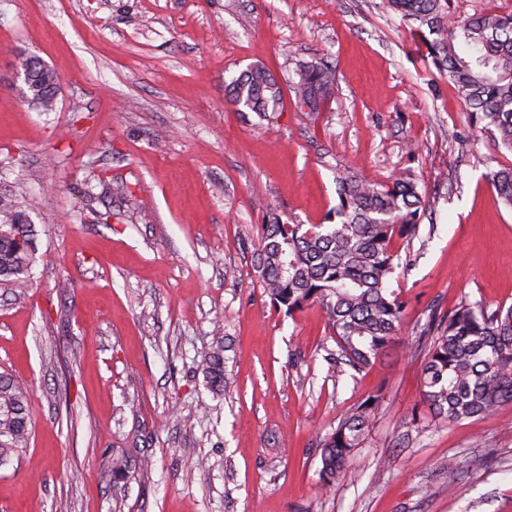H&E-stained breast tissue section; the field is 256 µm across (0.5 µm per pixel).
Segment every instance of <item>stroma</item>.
I'll list each match as a JSON object with an SVG mask.
<instances>
[{"label":"stroma","mask_w":512,"mask_h":512,"mask_svg":"<svg viewBox=\"0 0 512 512\" xmlns=\"http://www.w3.org/2000/svg\"><path fill=\"white\" fill-rule=\"evenodd\" d=\"M30 56L54 111L24 97ZM315 58L337 81L312 113L291 85ZM255 64L282 91L268 120L227 99ZM465 111L387 0H0V193L39 201L31 284H0V372L33 391L0 512H512V404L412 421L422 356L331 378L319 307L274 305L255 270L261 226L323 223L350 167L428 202L396 244L404 341L433 309L512 306V209L485 179L512 152ZM218 320L223 395L196 361ZM375 393L351 479L321 490L320 437ZM123 451L152 470L101 482ZM31 60L34 61L31 68L34 79L26 85L24 94L27 100L42 112H51L53 111L56 99L55 95L59 83L58 76L55 71L35 57L25 58L21 63L22 69Z\"/></svg>","instance_id":"obj_1"}]
</instances>
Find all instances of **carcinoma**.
I'll return each instance as SVG.
<instances>
[{"instance_id": "carcinoma-1", "label": "carcinoma", "mask_w": 512, "mask_h": 512, "mask_svg": "<svg viewBox=\"0 0 512 512\" xmlns=\"http://www.w3.org/2000/svg\"><path fill=\"white\" fill-rule=\"evenodd\" d=\"M410 26L435 68L446 74L467 106L469 122L486 131L498 147L512 152V13L461 16L452 0H389ZM27 100L43 112L54 108L58 76L42 61H31ZM293 82L295 100L319 111L336 84V69L322 59L302 62ZM230 101L267 120L282 103L281 88L263 65H253L227 85ZM503 204L512 208V167L485 175ZM339 206L334 224L261 227L256 271L265 293L288 312L318 306L339 359L356 371L371 368L397 349L425 351L421 403L434 426L485 416L512 403V306L488 310L463 301L448 313L429 316L420 339L400 338L405 302L389 283L399 267L398 239L418 234L426 202L409 178L387 185L336 172ZM34 204L0 196V281L19 292L28 288L35 259L30 213ZM215 344L199 367L213 391L228 387L224 337L215 324ZM29 388L0 373V466L26 448L31 433ZM372 395L344 413L321 440L320 483L328 488L349 477L348 455L361 447L378 409ZM129 469L125 455L112 457L100 472L109 482Z\"/></svg>"}]
</instances>
